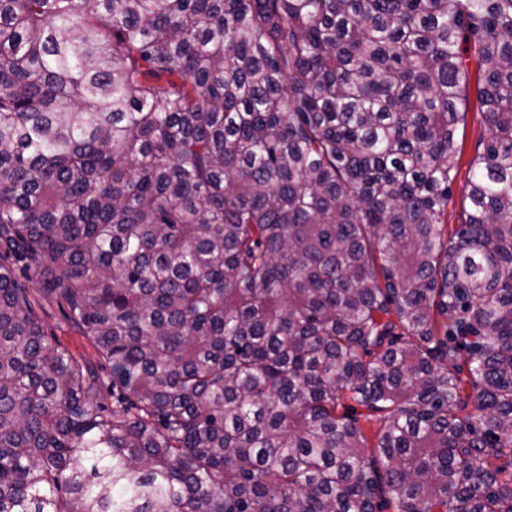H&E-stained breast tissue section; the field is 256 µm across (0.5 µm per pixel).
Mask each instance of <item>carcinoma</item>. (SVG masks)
<instances>
[{"label":"carcinoma","instance_id":"obj_1","mask_svg":"<svg viewBox=\"0 0 512 512\" xmlns=\"http://www.w3.org/2000/svg\"><path fill=\"white\" fill-rule=\"evenodd\" d=\"M511 464L512 0H0V512H512ZM467 55L470 56L468 61H466V69L470 75L468 102L466 105V112L468 113L465 126L461 125L458 127L455 138L457 150L461 154L455 170L448 202V235L453 233L454 227L460 224L464 217V208H467L465 198L469 190V180L471 177L469 161L474 156L476 144L481 135L486 136L487 133L480 106L476 100L477 64L472 52L464 54L465 57ZM46 311L48 314L46 321L61 346L68 349L75 356L92 362L100 375L106 379L107 371L100 366L99 357L94 347L84 336H81L70 326L65 318L64 311L56 304L47 305Z\"/></svg>","mask_w":512,"mask_h":512}]
</instances>
